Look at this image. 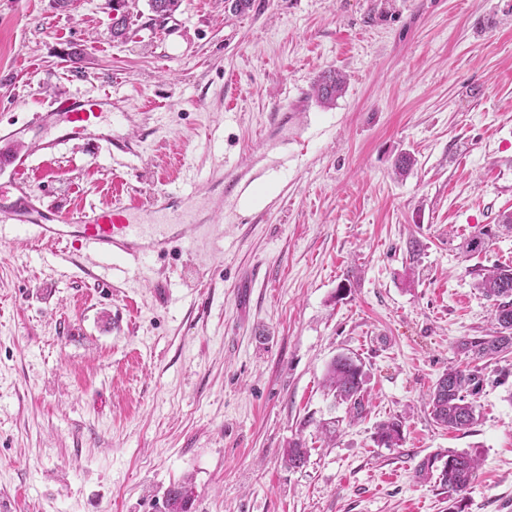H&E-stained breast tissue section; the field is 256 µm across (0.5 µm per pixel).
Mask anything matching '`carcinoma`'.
<instances>
[{
  "instance_id": "1",
  "label": "carcinoma",
  "mask_w": 512,
  "mask_h": 512,
  "mask_svg": "<svg viewBox=\"0 0 512 512\" xmlns=\"http://www.w3.org/2000/svg\"><path fill=\"white\" fill-rule=\"evenodd\" d=\"M112 10V38L123 39L129 27V0H107ZM181 6V0H149L150 11L158 16H173ZM346 80L342 73L327 70L319 78L315 92L323 104L333 103L342 95ZM479 288L495 306V331L487 336H473L461 340L457 348L469 359L467 365L449 367L433 385L430 393V409L434 423L449 429L462 430L476 422V395L485 381V370L491 361L512 353V266L499 265L482 277ZM325 386L334 396L349 406L353 418L365 412L362 369L358 360L341 355L327 367ZM402 421L398 418L380 424L375 439L387 448H398L402 440ZM309 456V449L294 441L285 449L288 466L300 468ZM479 467L476 455L469 451L447 450L425 458L417 469L422 480L435 479L441 490L448 494L453 505L448 512H455L458 499L465 495L474 483ZM193 492L187 484L170 487L165 493V512H190Z\"/></svg>"
}]
</instances>
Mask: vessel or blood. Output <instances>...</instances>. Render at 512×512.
<instances>
[{"label": "vessel or blood", "instance_id": "vessel-or-blood-1", "mask_svg": "<svg viewBox=\"0 0 512 512\" xmlns=\"http://www.w3.org/2000/svg\"><path fill=\"white\" fill-rule=\"evenodd\" d=\"M111 100L108 94H68L54 100L49 111L34 113L31 122L39 126L57 115L66 119L56 137L41 141L43 152L54 154L75 141L91 148L112 144L111 125L103 109ZM26 161L14 133L0 136V176L7 177L12 189L11 197L0 202V225L26 227L37 242L145 260L169 255L185 242H202L214 230L213 216L188 219L183 205L192 195L180 190L158 192L145 203L136 199L113 206H43L24 177Z\"/></svg>", "mask_w": 512, "mask_h": 512}]
</instances>
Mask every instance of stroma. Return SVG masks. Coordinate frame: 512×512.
Returning <instances> with one entry per match:
<instances>
[{
  "label": "stroma",
  "mask_w": 512,
  "mask_h": 512,
  "mask_svg": "<svg viewBox=\"0 0 512 512\" xmlns=\"http://www.w3.org/2000/svg\"><path fill=\"white\" fill-rule=\"evenodd\" d=\"M150 16L133 0L120 42L103 0H0V128L20 129L44 203L247 164L246 191H275L225 200L212 242L148 259L149 278L112 258L108 288L27 230L0 242V512H164L185 480L191 512H448L416 474L448 449L480 458L462 512H512V355L488 366L472 427L429 406L458 342L493 327L483 274L512 265V0H253L241 15L183 0ZM329 69L347 84L324 106ZM106 91L116 145L35 151L54 128H26L29 113ZM403 153L416 162L398 178ZM340 354L363 366L356 421L323 384ZM393 417L401 447L378 446Z\"/></svg>",
  "instance_id": "obj_1"
}]
</instances>
